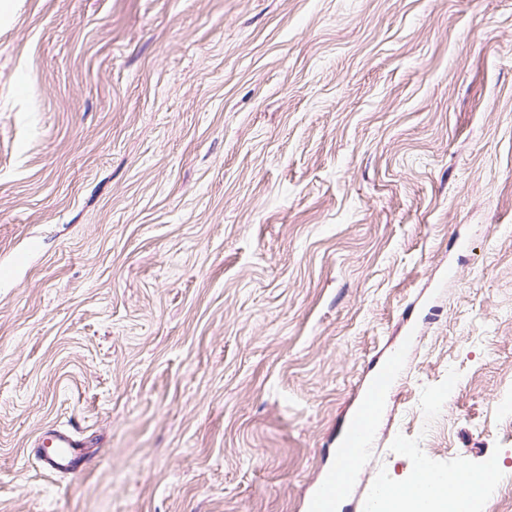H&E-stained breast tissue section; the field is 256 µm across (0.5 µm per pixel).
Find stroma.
I'll list each match as a JSON object with an SVG mask.
<instances>
[{"label":"stroma","mask_w":512,"mask_h":512,"mask_svg":"<svg viewBox=\"0 0 512 512\" xmlns=\"http://www.w3.org/2000/svg\"><path fill=\"white\" fill-rule=\"evenodd\" d=\"M0 512H512V0H0ZM80 427L90 464L30 442ZM401 356V351L394 353L385 368L364 390L361 410L349 423V434L343 448V455L346 458L355 460L365 455L367 448L363 446V438L375 428L384 394L400 368ZM356 462L357 460L353 461L348 467L350 477ZM89 443L76 429L50 428L33 444L41 468L52 474H77L85 470ZM49 448H52L51 450ZM446 473L420 468L406 486L386 480L374 507L378 512H447L448 501L451 500L452 510L461 512L468 498L487 493L494 484V471L486 467L481 470L467 467L458 473L457 493L453 495L458 504L449 496ZM347 474L330 473L316 486L306 504V512H336V504L349 493Z\"/></svg>","instance_id":"1"}]
</instances>
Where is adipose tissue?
<instances>
[{
  "label": "adipose tissue",
  "mask_w": 512,
  "mask_h": 512,
  "mask_svg": "<svg viewBox=\"0 0 512 512\" xmlns=\"http://www.w3.org/2000/svg\"><path fill=\"white\" fill-rule=\"evenodd\" d=\"M494 474L488 469L471 468L459 472L456 495H449L446 473L442 470L419 471L407 485L387 481L377 497V512H448L449 499L466 505L468 498L490 491Z\"/></svg>",
  "instance_id": "obj_1"
}]
</instances>
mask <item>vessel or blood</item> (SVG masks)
Returning <instances> with one entry per match:
<instances>
[{"instance_id":"vessel-or-blood-1","label":"vessel or blood","mask_w":512,"mask_h":512,"mask_svg":"<svg viewBox=\"0 0 512 512\" xmlns=\"http://www.w3.org/2000/svg\"><path fill=\"white\" fill-rule=\"evenodd\" d=\"M401 365L400 354H393L385 368L363 392L360 411L349 423V434L343 454L348 459L363 457V439L372 431L381 413V404ZM35 457L41 468L52 474L83 472L87 462L88 443L77 430L59 427L42 432L34 442ZM349 493L347 475L328 474L316 486L306 504V512H336L337 503Z\"/></svg>"}]
</instances>
